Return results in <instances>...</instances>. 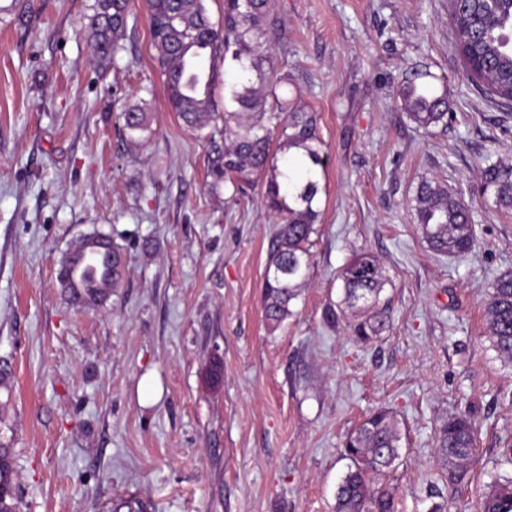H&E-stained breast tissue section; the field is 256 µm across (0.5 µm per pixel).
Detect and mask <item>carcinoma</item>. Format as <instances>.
I'll use <instances>...</instances> for the list:
<instances>
[{"label": "carcinoma", "instance_id": "1", "mask_svg": "<svg viewBox=\"0 0 512 512\" xmlns=\"http://www.w3.org/2000/svg\"><path fill=\"white\" fill-rule=\"evenodd\" d=\"M149 31L157 60L166 76L168 100L184 124L205 129L219 111L213 86L224 66V144L211 141L208 157L212 187L230 185L241 192L265 176V206L280 217L270 240L267 278L263 289L264 317L276 330L291 315L290 304L300 295L310 270L307 248L316 232L320 211L319 177L326 159L317 132V115L299 104L280 103L267 109V99L278 97L277 87L288 78L277 76L271 56L272 36L267 23L270 0H224V20L215 27L205 0H147ZM131 0H94L88 28L95 55L117 66L125 50ZM448 21L455 33L456 51L466 76L484 84L490 93L512 102V0H448ZM416 72L405 80L395 102L417 129L426 133L448 126L446 92ZM123 129L132 140L149 130L147 113L131 108L121 113ZM279 150L300 151L302 163L271 152L274 132ZM484 191L494 205L512 210V165L485 155ZM414 221L430 248L443 256L463 257L475 243L469 208L435 177L417 185L410 203ZM125 255L112 236L95 230L67 252L58 272L68 301L81 294L87 308L98 307L123 281ZM343 299L326 309V320H348L351 334L367 343L390 325L380 306L385 275L372 253L355 254L341 272ZM487 333L498 356L512 363V271L491 284L487 304ZM400 430L393 412L381 409L352 431L344 446L350 461L336 492V512H394L389 490L375 486L398 458ZM477 452L473 412L450 416L441 425L435 454L448 482L468 476ZM0 512H20L18 473L12 449L0 444ZM110 512H147L135 497L111 502ZM481 512H512V478L498 480L481 496Z\"/></svg>", "mask_w": 512, "mask_h": 512}]
</instances>
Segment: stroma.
<instances>
[{"mask_svg": "<svg viewBox=\"0 0 512 512\" xmlns=\"http://www.w3.org/2000/svg\"><path fill=\"white\" fill-rule=\"evenodd\" d=\"M0 0V443L21 512H334L367 416L397 417L400 457L381 477L396 512H479L512 477V366L487 337V299L512 269V211L484 195L485 155L512 165V102L471 83L448 0H271L289 100L319 114L327 157L307 285L269 330L263 283L277 222L259 190L213 188L207 147L168 103L145 0L126 50L99 68L93 0ZM448 92L451 118L417 130L392 97L414 71ZM149 129L118 127L133 106ZM472 211L467 256L435 254L409 208L421 178ZM94 230L122 246L121 288L77 308L64 254ZM385 270L390 328L360 343L324 320L357 252ZM220 364L222 378L208 370ZM474 409L469 480L434 453L448 416Z\"/></svg>", "mask_w": 512, "mask_h": 512, "instance_id": "obj_1", "label": "stroma"}]
</instances>
